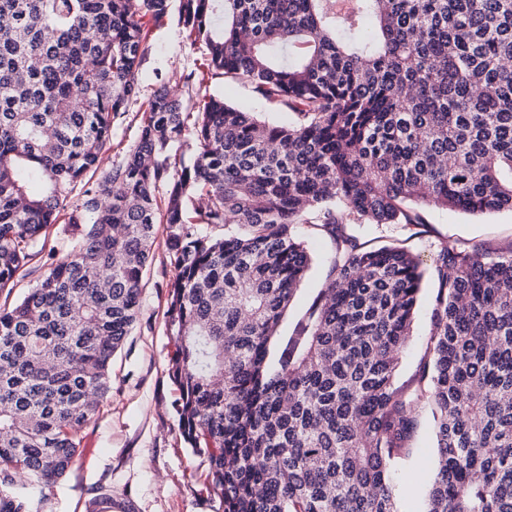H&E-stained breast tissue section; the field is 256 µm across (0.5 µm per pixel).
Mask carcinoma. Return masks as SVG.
Segmentation results:
<instances>
[{
	"label": "carcinoma",
	"instance_id": "1",
	"mask_svg": "<svg viewBox=\"0 0 512 512\" xmlns=\"http://www.w3.org/2000/svg\"><path fill=\"white\" fill-rule=\"evenodd\" d=\"M172 14L204 74L291 120L184 95L174 74L93 183L150 26ZM427 206L512 210V0H0V291L55 224L74 241L0 311V512H30L21 488L75 463L159 224L174 409L224 512H400L420 401L437 426L425 512H512V249L447 241L425 268L349 231L421 225ZM299 224L335 252L274 368L311 262ZM426 278L428 361L408 394L394 374Z\"/></svg>",
	"mask_w": 512,
	"mask_h": 512
}]
</instances>
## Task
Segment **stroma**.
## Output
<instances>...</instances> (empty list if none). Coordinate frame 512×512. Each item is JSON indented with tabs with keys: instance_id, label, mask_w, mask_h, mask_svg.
I'll return each mask as SVG.
<instances>
[{
	"instance_id": "stroma-1",
	"label": "stroma",
	"mask_w": 512,
	"mask_h": 512,
	"mask_svg": "<svg viewBox=\"0 0 512 512\" xmlns=\"http://www.w3.org/2000/svg\"><path fill=\"white\" fill-rule=\"evenodd\" d=\"M201 55L186 45L176 18L155 29L140 74V95L129 103L113 129L114 147L104 166L123 156L134 144L140 110L159 85L160 77L198 72ZM209 91L250 112L273 118L269 105L243 81L211 79ZM424 225L355 224L351 232L368 246L397 245L431 264L441 242L464 239L498 252L512 247V211L466 214L428 207ZM297 232L312 256L305 280L284 316L281 338L270 347L278 358L285 337L291 336L321 288L329 279L333 244L306 224ZM175 274L164 237H157L151 267L142 282L138 320L122 350L112 362V390L99 413L83 432L82 453L56 484L28 490L32 512H85L98 494L112 498V512H223L207 484L208 463L186 448L173 408L177 397L168 374L172 346L166 334V285ZM432 282H424L413 334L401 354L395 383L407 390L417 385L431 328ZM419 427L414 451L396 474L402 512H421L435 471V433L431 408L417 406Z\"/></svg>"
}]
</instances>
